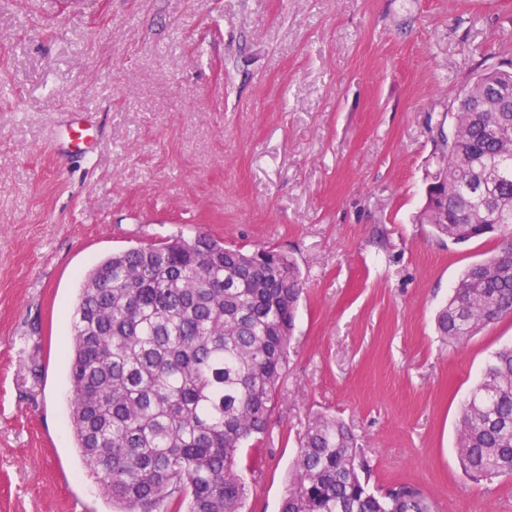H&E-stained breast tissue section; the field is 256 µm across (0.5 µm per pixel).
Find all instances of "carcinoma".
Here are the masks:
<instances>
[{"label":"carcinoma","mask_w":512,"mask_h":512,"mask_svg":"<svg viewBox=\"0 0 512 512\" xmlns=\"http://www.w3.org/2000/svg\"><path fill=\"white\" fill-rule=\"evenodd\" d=\"M512 70L463 89L437 155L440 187L419 215L454 244L502 238L469 265L437 316L460 343L512 314ZM302 293L287 255L205 234L114 252L91 267L70 329L69 416L88 475L121 512H243L245 443L265 435ZM456 448L476 481L512 476V346L461 408ZM342 423L313 419L281 512H433L418 488H370Z\"/></svg>","instance_id":"obj_1"}]
</instances>
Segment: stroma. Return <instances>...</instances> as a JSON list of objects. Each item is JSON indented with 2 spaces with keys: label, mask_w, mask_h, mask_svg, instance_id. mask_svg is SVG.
<instances>
[{
  "label": "stroma",
  "mask_w": 512,
  "mask_h": 512,
  "mask_svg": "<svg viewBox=\"0 0 512 512\" xmlns=\"http://www.w3.org/2000/svg\"><path fill=\"white\" fill-rule=\"evenodd\" d=\"M512 61V0H0V512H112L74 446L69 332L100 259L205 233L304 279L244 512H279L319 415L370 484L444 512H512L467 478L460 409L512 316L467 341L435 316L497 238L418 216L452 106ZM83 109L100 147L66 153Z\"/></svg>",
  "instance_id": "stroma-1"
}]
</instances>
